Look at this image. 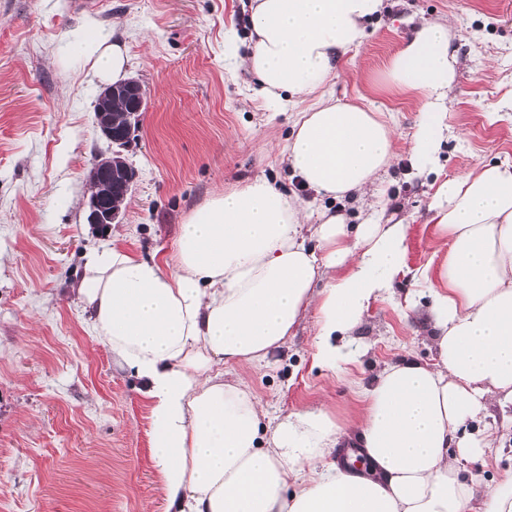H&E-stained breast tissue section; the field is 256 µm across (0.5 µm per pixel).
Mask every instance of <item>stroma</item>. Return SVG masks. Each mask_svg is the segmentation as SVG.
Returning a JSON list of instances; mask_svg holds the SVG:
<instances>
[{"label": "stroma", "instance_id": "1", "mask_svg": "<svg viewBox=\"0 0 512 512\" xmlns=\"http://www.w3.org/2000/svg\"><path fill=\"white\" fill-rule=\"evenodd\" d=\"M250 0H0V512H165L140 382L99 342L72 290L85 256L120 242L145 259L171 254L178 226L212 193L264 176L300 185L279 152L291 109L265 100L235 57L249 43ZM451 19L463 61L448 91L437 174L407 179L418 94L385 89L390 59L420 20ZM94 21L128 51L147 92L122 149L136 180L111 230L86 220L90 172L113 146L95 125L105 84L76 55L73 34ZM365 43L338 54L327 91L364 95L397 132L383 185L386 217L408 219L406 269L353 331L349 369L370 379L412 356L434 363L427 298L409 307L413 271L448 251L427 206L439 183L478 162L512 165V0H387ZM305 314L267 367L230 377L251 385L272 416L323 408L358 417L350 387L315 364Z\"/></svg>", "mask_w": 512, "mask_h": 512}]
</instances>
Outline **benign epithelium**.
<instances>
[{
    "label": "benign epithelium",
    "instance_id": "7a95c632",
    "mask_svg": "<svg viewBox=\"0 0 512 512\" xmlns=\"http://www.w3.org/2000/svg\"><path fill=\"white\" fill-rule=\"evenodd\" d=\"M105 91L112 96H122L129 101L130 111L114 119L110 112H96V125L101 135L113 145L124 149L133 139L134 128L140 112L148 105L145 89L139 81L128 78L119 84H110ZM97 176L87 201V223L98 230L108 229L119 217V204L114 198L126 197L132 189L135 175L127 164L115 167L110 158L96 163Z\"/></svg>",
    "mask_w": 512,
    "mask_h": 512
}]
</instances>
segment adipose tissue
Here are the masks:
<instances>
[{
	"label": "adipose tissue",
	"mask_w": 512,
	"mask_h": 512,
	"mask_svg": "<svg viewBox=\"0 0 512 512\" xmlns=\"http://www.w3.org/2000/svg\"><path fill=\"white\" fill-rule=\"evenodd\" d=\"M384 0H252L238 58L265 99L307 100L281 160L307 202L259 177L185 216L164 261L91 254L77 288L96 338L142 382L150 446L179 512H512V469L493 491L462 473L498 440L480 422L512 404V166L477 163L445 180L429 209L448 243L437 272L414 271L431 299L434 364L407 358L370 380L348 377L353 424L322 408L268 416L225 368L267 366L314 312L317 365L352 360L351 332L405 270L408 225L382 224L383 177L396 156L385 115L326 94L338 53L359 48ZM451 20L423 21L386 70L389 90L424 103L410 148L415 176L436 167L448 89L461 66ZM79 57L121 81L123 45L87 23ZM353 199L349 226L333 202Z\"/></svg>",
	"instance_id": "obj_1"
}]
</instances>
